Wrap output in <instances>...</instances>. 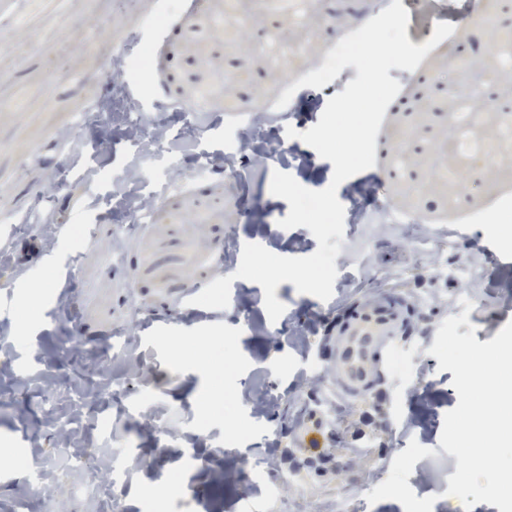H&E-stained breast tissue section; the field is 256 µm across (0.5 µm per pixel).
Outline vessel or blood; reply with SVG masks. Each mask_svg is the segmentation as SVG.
<instances>
[{
	"mask_svg": "<svg viewBox=\"0 0 512 512\" xmlns=\"http://www.w3.org/2000/svg\"><path fill=\"white\" fill-rule=\"evenodd\" d=\"M398 328L397 311L377 305L361 308L338 332L334 366L344 392L357 394L368 388L376 376L377 358Z\"/></svg>",
	"mask_w": 512,
	"mask_h": 512,
	"instance_id": "b4317fda",
	"label": "vessel or blood"
}]
</instances>
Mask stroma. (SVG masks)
Wrapping results in <instances>:
<instances>
[{"instance_id":"obj_1","label":"stroma","mask_w":512,"mask_h":512,"mask_svg":"<svg viewBox=\"0 0 512 512\" xmlns=\"http://www.w3.org/2000/svg\"><path fill=\"white\" fill-rule=\"evenodd\" d=\"M163 0H6L0 6V512H273L261 484L293 512H404L394 500L371 504L395 456L417 441L431 453L408 483L434 497L433 512H468L443 483L455 456L439 441L458 403L451 371L429 355L442 321L467 314L478 342L512 321V223L487 224L477 208L512 209V143L498 138L500 110L512 109V70L488 63L483 110L473 130L493 150L464 163L449 131L460 99L473 91L439 81L441 71L478 59L481 28L460 23L415 70L390 69L401 90L376 136L375 165L337 190L344 239L333 294L323 301L281 283L285 306L270 320L260 285L234 279L226 308L185 303L217 278L233 276L245 244L283 257L313 254L308 228H281L289 204L270 191L273 171L310 190L326 188L333 165L287 128L317 124L327 101L357 76L344 67L322 88H298L267 132L286 157L234 177L218 170L249 126L245 101L277 99L287 84L318 69L341 21L369 0H309L295 25L277 0H182L163 32L152 25ZM458 0H415L407 29L414 45L431 38L441 8ZM223 15V26L210 18ZM291 49L279 65L267 35ZM154 48L151 72L128 71L137 91L140 139L121 121L96 118L111 100L102 58L126 39ZM188 176L167 192L173 166ZM457 171L456 182L443 176ZM366 194H358L357 186ZM166 194L161 217L119 236L127 213L119 195ZM412 213L393 224L390 210ZM467 263L471 276L453 278ZM44 289L30 309L20 300ZM403 311L404 331L378 365L367 396L338 386L324 337L353 304L379 295ZM470 300L472 311L462 302ZM81 344H74V337ZM231 360L213 379L234 390L231 416L208 414L195 392L202 362ZM270 405L257 411L254 400ZM236 425V441L226 437ZM126 459L128 492L112 497L108 473ZM99 474L97 493L85 483ZM179 475L190 508L166 497Z\"/></svg>"}]
</instances>
